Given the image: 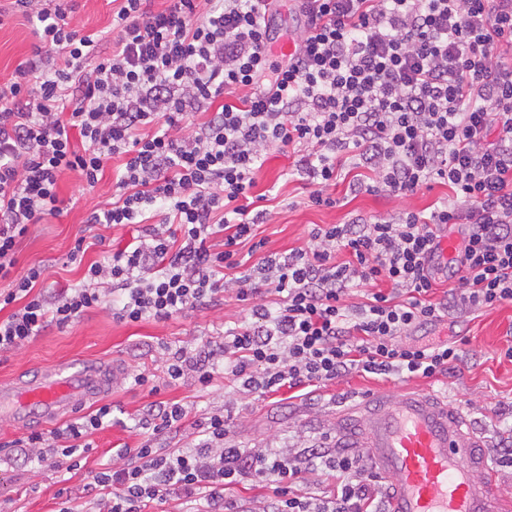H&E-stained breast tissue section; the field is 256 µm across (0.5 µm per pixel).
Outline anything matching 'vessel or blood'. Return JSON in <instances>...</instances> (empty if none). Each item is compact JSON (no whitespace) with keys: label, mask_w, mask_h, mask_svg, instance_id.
<instances>
[{"label":"vessel or blood","mask_w":512,"mask_h":512,"mask_svg":"<svg viewBox=\"0 0 512 512\" xmlns=\"http://www.w3.org/2000/svg\"><path fill=\"white\" fill-rule=\"evenodd\" d=\"M115 367L51 364L24 383L0 386V422L55 420L112 390ZM342 447L367 449L391 482L387 512H496L494 476L482 433L431 392L373 394L336 423Z\"/></svg>","instance_id":"vessel-or-blood-1"}]
</instances>
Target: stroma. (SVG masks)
<instances>
[{
    "mask_svg": "<svg viewBox=\"0 0 512 512\" xmlns=\"http://www.w3.org/2000/svg\"><path fill=\"white\" fill-rule=\"evenodd\" d=\"M37 38L32 25L15 16L0 26V83L8 82L16 66L31 53ZM294 154L270 149L255 176L254 194L260 195L267 212L257 235L266 250L285 251L305 246L313 225L341 224L351 214L387 216L403 208L422 210L448 189L434 185L403 199L383 192L348 191V177L333 187L335 206L309 204L307 182L292 176ZM113 158L106 176L94 189L86 190L77 172H64L59 191L68 204L63 213L51 217L22 238L17 247L19 269L39 266L48 288H73L84 279L87 263L131 242L135 226L87 223V216L111 202L113 176L121 165ZM85 237L88 250L83 264L69 262L76 237ZM242 303L227 299L223 305L196 310L164 322L126 324L113 320L102 308L89 309L68 326L48 327L19 348L0 353V385L33 377L41 366L66 360L93 365H118L129 377L106 396L112 407L110 426L87 437L92 449L77 458L55 456L44 465L24 466L10 459L9 442L25 429L0 425V512H56L60 490L81 493L102 464L127 448H137L144 437L141 414L151 403L177 401L198 416L221 411L228 418V437L248 447L273 448L283 452L301 448H337L336 416L343 406L373 392H433L460 407L473 426L482 432L489 448H497L512 436V360L505 357L512 346V304L472 315L449 314L430 329L434 338L461 335L462 356L453 370L429 378L389 377L353 371L335 381L311 388L309 393L290 396L288 391L259 395L242 392L239 383L216 374L212 385L200 388L189 381L163 387L151 394L149 386L134 383V374L147 371L162 375L165 350L194 347L220 338L225 324L244 317Z\"/></svg>",
    "mask_w": 512,
    "mask_h": 512,
    "instance_id": "1",
    "label": "stroma"
}]
</instances>
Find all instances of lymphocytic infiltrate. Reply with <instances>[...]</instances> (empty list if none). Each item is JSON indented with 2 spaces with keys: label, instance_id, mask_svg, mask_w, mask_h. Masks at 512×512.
<instances>
[{
  "label": "lymphocytic infiltrate",
  "instance_id": "lymphocytic-infiltrate-1",
  "mask_svg": "<svg viewBox=\"0 0 512 512\" xmlns=\"http://www.w3.org/2000/svg\"><path fill=\"white\" fill-rule=\"evenodd\" d=\"M38 43L0 85V352L67 326L117 294L113 320L165 321L231 297L244 320L165 361L168 381L209 387L216 371L250 392L324 384L360 370L431 377L460 358L453 341L408 344L442 314L512 304V0H293L292 54L270 59L275 0H122L112 49L81 33L73 0H10ZM298 152L308 200L334 206L341 154L369 180L352 190L402 198L435 184L430 213L405 209L315 226L305 247L248 265L265 213L249 209L270 148ZM123 157L112 200L92 224H140L142 240L90 264L83 284L40 287L17 271V244L62 211L58 177L87 187ZM164 214L163 225L149 223ZM175 232H167V225ZM460 242L439 261L448 233ZM222 236V251L210 238ZM456 279L437 297L441 279ZM360 306H348L352 290ZM277 296L269 308L268 296ZM151 405L130 462L104 464L91 500L57 512H148L168 497L186 512H253L230 490L267 488L262 512H383L381 479L362 457L323 448L285 455L227 440L220 413L195 422L190 450L166 447L189 416ZM105 404L64 431L13 441L15 460L89 450ZM66 446H59V439ZM327 489L310 492L312 475Z\"/></svg>",
  "mask_w": 512,
  "mask_h": 512
}]
</instances>
